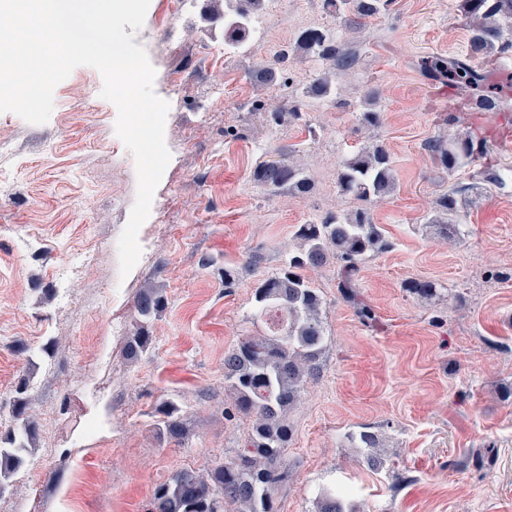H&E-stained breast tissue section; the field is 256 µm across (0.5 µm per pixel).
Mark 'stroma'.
<instances>
[{
  "label": "stroma",
  "instance_id": "1",
  "mask_svg": "<svg viewBox=\"0 0 512 512\" xmlns=\"http://www.w3.org/2000/svg\"><path fill=\"white\" fill-rule=\"evenodd\" d=\"M168 2L150 0L134 38L170 105L171 159L128 275L118 240L136 199V163L115 132L116 107L100 95V72L80 65L57 84L46 123L0 113V141L10 144L0 151V415L29 379L33 457L58 454L38 485L13 480L0 512H148L173 472L234 456L250 422L224 414V355L256 331L254 290L297 251L298 225L357 208L337 186V167L370 139L396 172L395 191L370 207L387 247L364 260L357 281L378 324L359 322L336 264L308 271L328 343L288 415L293 476L279 512H317L329 484L347 488L352 512H512V178L486 184L454 240L427 224L436 199L474 173L448 174L432 140L479 121L493 158L512 166V151L500 147L512 139V114L463 112L447 126L448 90L418 66L428 55H466L459 0H393L352 33L361 63L340 95L323 100L305 89L328 62L295 45L306 28L339 30L325 0H266L246 53L225 47L222 0H188L175 15ZM169 26L176 37L166 36ZM266 60L277 61L280 79L259 88L249 73ZM374 90L381 123L370 132L360 114ZM275 108L282 122L261 119ZM281 153L310 174V193L254 182L259 163ZM170 205L175 224L157 223L155 212ZM93 244L104 252L100 265L62 281L61 268ZM412 279L434 282L436 296L410 294ZM150 286L166 305L148 324L149 349L131 360L136 300ZM167 398L189 422L185 444L154 431ZM60 403L64 414L47 420ZM364 429L380 438V470L351 440Z\"/></svg>",
  "mask_w": 512,
  "mask_h": 512
}]
</instances>
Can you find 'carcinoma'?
I'll return each mask as SVG.
<instances>
[{
    "mask_svg": "<svg viewBox=\"0 0 512 512\" xmlns=\"http://www.w3.org/2000/svg\"><path fill=\"white\" fill-rule=\"evenodd\" d=\"M343 16L345 27L359 30L365 20L386 14L392 0H328ZM264 0H236L224 11V42L237 50L247 47L252 19ZM460 9L469 30L467 60L427 56L420 69L430 79L447 84L450 89L448 111L491 112L512 107L508 86L490 81L488 65L512 51V0H461ZM298 49L307 55L332 62L327 72L313 79L307 95L325 99L337 93L342 81L357 67L362 48L352 41L322 29L303 32ZM275 64L251 71L254 83L261 86L277 81ZM378 95L373 91L364 102L362 124L374 128L380 124ZM435 162L453 173L467 165H478L479 180L463 189L452 188L441 195L428 220L437 237L450 240L460 234L464 213L482 197L484 182H496L501 176L494 170L486 137L476 130L439 137L431 144ZM262 188L286 190L304 195L310 180L304 169L288 154L262 162L254 172ZM340 191L355 200L371 203L392 194L396 188L390 155L377 143H368L345 157L337 172ZM301 251L288 258L280 271L262 280L254 291L252 320L270 322L268 331L243 338L224 355V382L233 399V409L251 421V432L243 448L226 461L201 472L181 469L174 472L154 491L150 512H279L278 494L288 486L292 469L287 450L290 439L288 411L301 398L307 381L316 374L318 361L326 349V334L320 318L321 299L304 274L321 268L330 257L341 262L339 288L345 299L356 306L365 323L375 320L370 307L355 291L362 262L370 253L385 248L381 232L370 211H354L323 219L318 224H301L296 230ZM405 288L422 298L436 293L435 283L414 279ZM136 307L146 319L164 308V297L157 288L144 290ZM150 343L147 331L139 329L128 347L137 358ZM31 398L19 390L13 401L11 424L0 428V492L9 480L25 467L33 448L32 421L28 415ZM154 428L166 442L183 443L191 429L173 399L162 400L155 408ZM360 447L369 450L367 466L379 468L384 459L376 452L377 434L362 430L356 436ZM318 512H349L346 490L331 487L318 498Z\"/></svg>",
    "mask_w": 512,
    "mask_h": 512,
    "instance_id": "cac0c4a2",
    "label": "carcinoma"
}]
</instances>
